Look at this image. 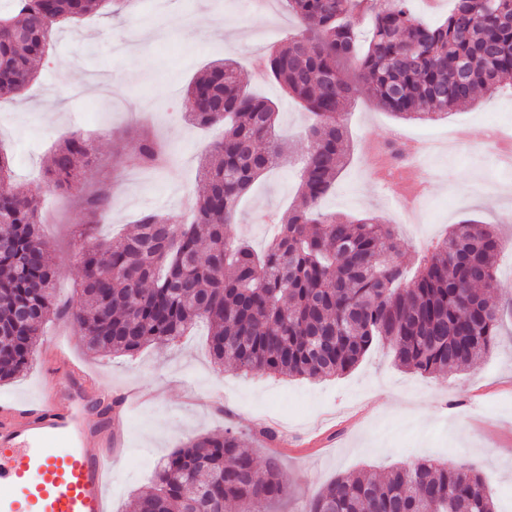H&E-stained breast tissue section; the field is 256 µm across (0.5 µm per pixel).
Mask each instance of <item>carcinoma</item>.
<instances>
[{"instance_id": "carcinoma-1", "label": "carcinoma", "mask_w": 512, "mask_h": 512, "mask_svg": "<svg viewBox=\"0 0 512 512\" xmlns=\"http://www.w3.org/2000/svg\"><path fill=\"white\" fill-rule=\"evenodd\" d=\"M112 0H12L0 13V99L36 77L57 26ZM411 0H287L301 29L263 57L265 74L311 119L297 205L278 222L262 253L233 240L238 204L253 182L284 157L278 112L244 88L235 61L212 64L187 90L193 122L224 124L204 166L205 190L189 197L185 222L145 215L110 241L79 233L81 305L57 298L59 275L40 234L39 201L12 181L0 151V382L24 372L50 320L79 323L93 354L132 355L166 346L198 322L209 328L214 362L243 372L326 379L351 371L374 341L388 340L398 364L421 374L464 370L499 336L502 309L486 292L505 248L490 225L457 224L418 260L406 282L394 260V225L342 219L318 210L345 163L341 115L366 90L405 120L442 117L494 95L512 78V0H453L442 22L426 24ZM371 13L367 35L354 15ZM357 64L354 80L343 68ZM146 168L167 165L163 146L140 134ZM96 159L78 135L54 153L48 186L74 190L88 214L103 217L111 199L85 193L82 176ZM288 486L278 460L258 472L256 449L231 428L197 436L159 466L155 486L131 512H267ZM309 512H496L478 471L423 460L384 475H342Z\"/></svg>"}]
</instances>
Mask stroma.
Segmentation results:
<instances>
[{"instance_id": "obj_1", "label": "stroma", "mask_w": 512, "mask_h": 512, "mask_svg": "<svg viewBox=\"0 0 512 512\" xmlns=\"http://www.w3.org/2000/svg\"><path fill=\"white\" fill-rule=\"evenodd\" d=\"M298 25L284 0H125L60 26L53 48L36 64L37 77L16 101L0 102V149L13 159L12 179L41 201L40 229L60 271L58 294L78 304L81 268L75 232L90 216L75 192L48 187L45 170L58 144L77 134L93 142L97 162L84 175L86 191L108 192L109 220L100 236L131 230L141 214L184 215L187 195L203 189L200 166L224 129L186 119L188 85L212 62L235 59L244 85L278 107L277 131L288 156L260 176L241 206L238 238L264 249L297 197L308 120L255 61ZM349 151L322 212L378 217L397 225L399 259L413 264L452 225L466 219L512 237V206L472 193L482 177L512 185L495 160L489 133L512 134V87L442 120L407 121L359 93L343 116ZM149 131L166 148L170 167L144 169L136 142ZM406 143L434 146L413 176L422 200L402 208V185L379 178L375 146L391 131ZM68 354L113 392H131L112 465L110 512H127L134 495L149 492L159 463L190 439L233 427L257 450L277 455L288 485L279 512H306L336 476L382 474L430 459L472 465L498 512H512V320L504 319L490 351L465 371L428 375L398 367L388 341L376 342L359 364L326 380L244 374L210 357L206 325L166 347L132 356H90L80 328L50 321ZM278 438L265 443L260 428Z\"/></svg>"}]
</instances>
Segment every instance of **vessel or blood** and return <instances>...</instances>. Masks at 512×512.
Returning a JSON list of instances; mask_svg holds the SVG:
<instances>
[{"label": "vessel or blood", "instance_id": "obj_1", "mask_svg": "<svg viewBox=\"0 0 512 512\" xmlns=\"http://www.w3.org/2000/svg\"><path fill=\"white\" fill-rule=\"evenodd\" d=\"M41 396L0 403V512H108L127 403L48 337Z\"/></svg>", "mask_w": 512, "mask_h": 512}]
</instances>
